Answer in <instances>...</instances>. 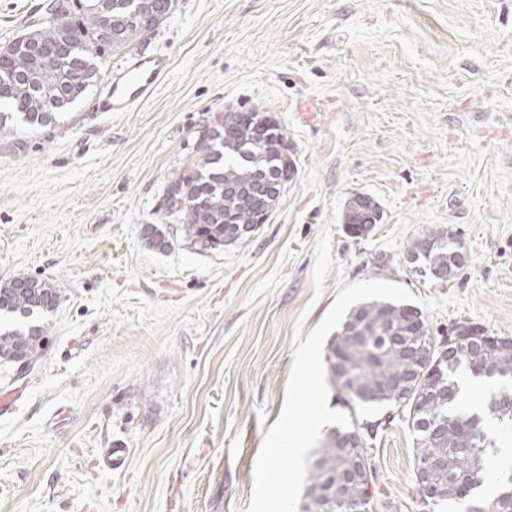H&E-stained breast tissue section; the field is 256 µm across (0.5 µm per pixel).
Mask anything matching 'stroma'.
<instances>
[{
    "label": "stroma",
    "instance_id": "stroma-1",
    "mask_svg": "<svg viewBox=\"0 0 512 512\" xmlns=\"http://www.w3.org/2000/svg\"><path fill=\"white\" fill-rule=\"evenodd\" d=\"M48 3L0 0V47ZM133 50L169 63L146 103L99 111L102 82L55 125L0 137V283L60 295L41 360L0 365V393H23L0 414V512H246L294 339L339 280L472 297L433 331L512 338V0H176ZM255 110L286 129L294 178L249 239L197 252L167 225V184L204 126ZM356 195L379 212L364 238L344 224ZM149 224L169 249L146 244ZM431 225L467 254L445 285L407 256ZM326 228L343 271L317 293ZM349 418L381 492L415 512L405 418ZM107 448L127 449L123 468Z\"/></svg>",
    "mask_w": 512,
    "mask_h": 512
}]
</instances>
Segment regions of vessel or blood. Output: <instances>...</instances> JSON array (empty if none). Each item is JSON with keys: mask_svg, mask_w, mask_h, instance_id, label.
Returning <instances> with one entry per match:
<instances>
[{"mask_svg": "<svg viewBox=\"0 0 512 512\" xmlns=\"http://www.w3.org/2000/svg\"><path fill=\"white\" fill-rule=\"evenodd\" d=\"M167 72L165 58L142 54L131 57L113 72L112 88L101 99L100 111L127 112L135 105L148 101Z\"/></svg>", "mask_w": 512, "mask_h": 512, "instance_id": "1", "label": "vessel or blood"}]
</instances>
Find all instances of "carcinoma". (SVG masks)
<instances>
[{
    "instance_id": "carcinoma-1",
    "label": "carcinoma",
    "mask_w": 512,
    "mask_h": 512,
    "mask_svg": "<svg viewBox=\"0 0 512 512\" xmlns=\"http://www.w3.org/2000/svg\"><path fill=\"white\" fill-rule=\"evenodd\" d=\"M175 0H53L45 19L32 25V35L41 52L34 59L11 41L0 55V136L14 133L18 125L45 127L56 123L63 109L76 102L102 79L96 60L130 48L145 31L130 22L133 15L154 16L160 26L171 14ZM112 20V31L105 22ZM286 130L265 112L244 117L224 113L209 143L196 147L166 187L172 194L168 216L177 220L183 240L198 251L224 248V225L215 216L226 211L237 214L248 226L239 240L250 237L257 211L272 208L276 194L268 189L280 171L292 166ZM143 236L148 245L170 246L164 231L149 224ZM436 242L423 258L427 266L448 263V255L462 248L448 229L431 225L408 245L414 255L421 245ZM60 295L48 283L16 278L0 285V313L30 318L49 314L58 307ZM455 336H480L484 349L464 350L455 362L439 361L444 342L431 335L428 322L417 309L383 300L358 304L346 315L330 344L332 357L349 366V378L340 384L349 401L364 405H390L408 409V426L415 436V457L430 469L434 493L416 494V512H435L444 503L467 502V512H512V469L499 475L492 492L483 489L492 462L500 452L499 431L492 420L512 425V410L505 411L501 398L512 392V339L490 336L479 327L461 323ZM45 327L24 325L0 332V362L32 367L42 357ZM430 350L415 391H429L435 379L448 386V403L413 406V399L396 397V380L410 365L406 351ZM480 368L478 376L503 382L489 390L481 413H473L457 378L461 368ZM432 419L442 425L434 436L418 423ZM335 427L312 455L302 512H368L370 486L378 484L376 473L369 482L349 479L355 450L337 447Z\"/></svg>"
}]
</instances>
